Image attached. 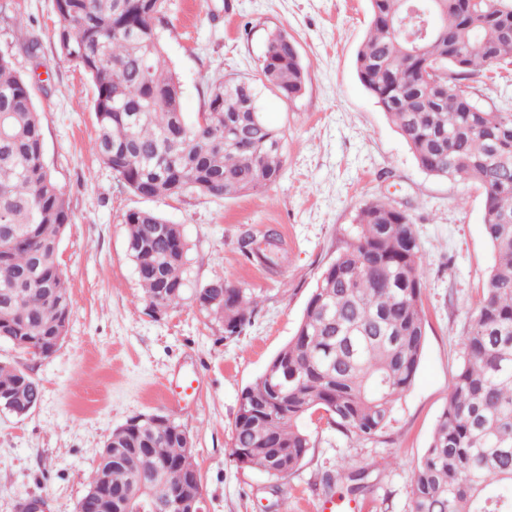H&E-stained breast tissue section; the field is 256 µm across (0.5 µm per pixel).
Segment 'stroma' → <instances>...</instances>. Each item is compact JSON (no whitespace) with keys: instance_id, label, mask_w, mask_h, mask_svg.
<instances>
[{"instance_id":"stroma-1","label":"stroma","mask_w":512,"mask_h":512,"mask_svg":"<svg viewBox=\"0 0 512 512\" xmlns=\"http://www.w3.org/2000/svg\"><path fill=\"white\" fill-rule=\"evenodd\" d=\"M20 17L39 36V59L24 49ZM369 20V0H166L159 31L187 121L204 112L213 75L257 80L276 27L294 38L307 82L292 102L267 90L259 95L266 121L284 135L282 177L269 191L144 198L93 151V87L57 52L53 0H0V51L30 82L45 160L71 209L58 249L71 299L63 341L41 356L0 340V363L41 388L26 415L0 408V512H22L31 498L42 499L45 512H76L112 432L147 414L185 428L203 512H322L328 500L335 512H409L412 470L447 403L469 312L494 255L482 189L419 168L360 83L355 57ZM378 196L410 215L421 247L426 336L416 379L381 438L356 442L320 414L306 418L315 446L283 494L231 454L239 399L294 336L317 279L350 240L358 208ZM132 210L180 225L194 286L221 278L259 295L240 336L226 339L223 321L190 301L159 318L148 311L126 246ZM271 228L282 253L273 271L247 262L239 249L245 234ZM345 460L368 468V490L353 494L342 483L324 490V478Z\"/></svg>"}]
</instances>
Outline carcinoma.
<instances>
[{
  "label": "carcinoma",
  "mask_w": 512,
  "mask_h": 512,
  "mask_svg": "<svg viewBox=\"0 0 512 512\" xmlns=\"http://www.w3.org/2000/svg\"><path fill=\"white\" fill-rule=\"evenodd\" d=\"M165 0H54L57 50L94 88L93 150L132 192L148 198L233 197L282 176L283 136L251 112L255 82L220 74L208 118L189 123L159 34ZM431 2L442 32L412 44L396 33L404 0H370L356 54L362 85L405 137L418 166L484 192L494 253L463 341V356L429 446L412 471L410 512H512V101L481 103L473 77L512 64V0ZM258 81L299 98L306 69L284 29L268 33ZM71 223L65 193L44 159L30 84L0 53V339L51 351L66 333L70 296L58 261ZM127 251L152 311L186 300L188 246L178 224L149 210L125 216ZM424 267L410 215L388 198L364 202L346 249L309 294L294 336L245 387L232 452L284 480L313 447L302 420L315 411L348 438L372 440L413 386L425 343ZM196 305L242 333L259 296L224 282L194 289ZM0 406L34 408L39 383L0 364ZM183 426L126 423L107 440L88 486L105 478L112 502L165 505L195 469ZM367 468L345 461L336 481L366 489Z\"/></svg>",
  "instance_id": "carcinoma-1"
}]
</instances>
